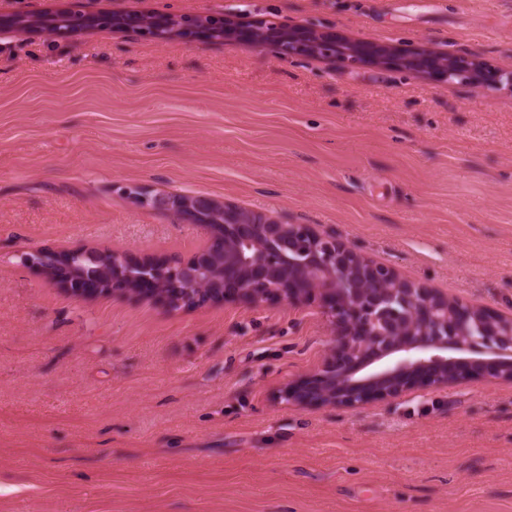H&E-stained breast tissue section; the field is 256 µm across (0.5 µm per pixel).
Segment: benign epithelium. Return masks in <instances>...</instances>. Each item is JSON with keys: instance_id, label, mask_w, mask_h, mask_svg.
I'll use <instances>...</instances> for the list:
<instances>
[{"instance_id": "benign-epithelium-1", "label": "benign epithelium", "mask_w": 512, "mask_h": 512, "mask_svg": "<svg viewBox=\"0 0 512 512\" xmlns=\"http://www.w3.org/2000/svg\"><path fill=\"white\" fill-rule=\"evenodd\" d=\"M263 25H246L224 12V29L254 49L272 42L284 55H324L354 66L374 64L417 72L428 81H458L484 90L512 87V64L491 66L476 58L450 56L431 44L410 51L352 42L315 29H288V44L278 35L256 39ZM205 248L188 261L156 262L121 254L127 268L115 270L112 294L137 291L171 308L183 300L155 291V279L125 283L131 271L167 272L186 284L188 303L219 301L237 295L252 303L270 298L296 305L317 299L334 328L333 345L323 367L302 387L287 384L278 391L287 404L354 407L372 398L399 395L412 382L431 387L478 375L512 381V317H502L450 300L401 278L345 242L305 224H285L258 211L224 205L222 232L211 225ZM224 251V287L214 288L206 273L208 252ZM483 323L480 336L467 327Z\"/></svg>"}]
</instances>
